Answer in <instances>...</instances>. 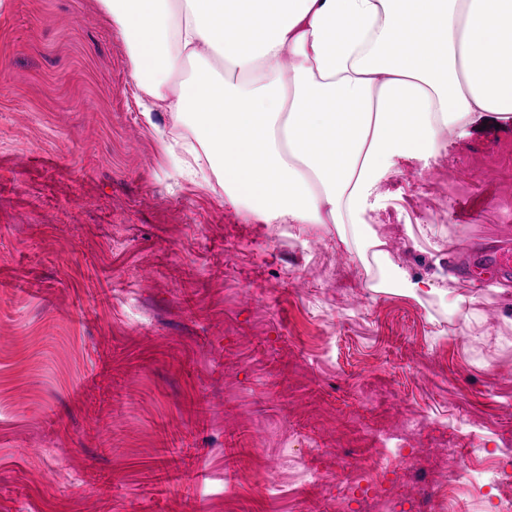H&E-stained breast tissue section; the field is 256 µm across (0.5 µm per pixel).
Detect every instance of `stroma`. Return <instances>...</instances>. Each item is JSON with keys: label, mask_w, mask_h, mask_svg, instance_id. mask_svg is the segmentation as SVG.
I'll use <instances>...</instances> for the list:
<instances>
[{"label": "stroma", "mask_w": 512, "mask_h": 512, "mask_svg": "<svg viewBox=\"0 0 512 512\" xmlns=\"http://www.w3.org/2000/svg\"><path fill=\"white\" fill-rule=\"evenodd\" d=\"M172 131L100 0H0V512H336L412 417L443 477L512 448V278H462L512 238V126L383 183L371 229L419 299L334 225L184 176ZM394 279L399 288L413 297H418L419 294H435L438 292V287L431 280L412 278L407 271L402 269L396 270Z\"/></svg>", "instance_id": "obj_1"}]
</instances>
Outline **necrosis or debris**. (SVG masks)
<instances>
[{"mask_svg": "<svg viewBox=\"0 0 512 512\" xmlns=\"http://www.w3.org/2000/svg\"><path fill=\"white\" fill-rule=\"evenodd\" d=\"M474 454L477 466L438 481L416 465L405 437L390 436L362 480L348 482L339 512H353L354 505L371 497L379 498L386 512H396L388 492L398 477L419 492L408 512H466L472 500L489 504L491 512H512V457L487 456L479 448Z\"/></svg>", "mask_w": 512, "mask_h": 512, "instance_id": "1", "label": "necrosis or debris"}]
</instances>
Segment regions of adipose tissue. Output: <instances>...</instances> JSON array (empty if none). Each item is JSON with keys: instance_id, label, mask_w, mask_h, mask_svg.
I'll list each match as a JSON object with an SVG mask.
<instances>
[{"instance_id": "ef3b65f1", "label": "adipose tissue", "mask_w": 512, "mask_h": 512, "mask_svg": "<svg viewBox=\"0 0 512 512\" xmlns=\"http://www.w3.org/2000/svg\"><path fill=\"white\" fill-rule=\"evenodd\" d=\"M101 3L138 87L190 118L230 202L263 224L381 247L369 200L397 160L437 158L485 114L512 123V0Z\"/></svg>"}]
</instances>
